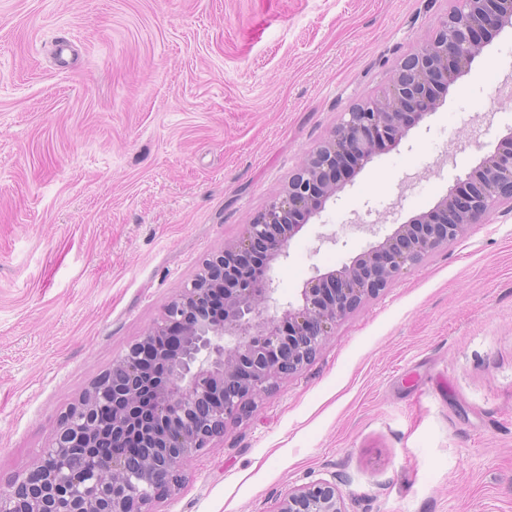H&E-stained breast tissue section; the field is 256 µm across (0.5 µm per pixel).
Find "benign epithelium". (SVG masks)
Wrapping results in <instances>:
<instances>
[{"instance_id": "benign-epithelium-1", "label": "benign epithelium", "mask_w": 512, "mask_h": 512, "mask_svg": "<svg viewBox=\"0 0 512 512\" xmlns=\"http://www.w3.org/2000/svg\"><path fill=\"white\" fill-rule=\"evenodd\" d=\"M454 2L420 51L395 69L390 93L345 113L242 236L204 262L161 319L63 416L38 464L0 491V512H148L150 501L176 490L179 468L224 434L228 421L315 358L338 320L496 206L512 208L511 129L433 208L351 263L315 271L296 301L270 312L269 272L291 239L381 145L399 146L432 114L492 32L512 24V0ZM258 244L267 255L260 270L249 263ZM213 293L222 297V319L198 312ZM278 512L348 510L336 484L321 479L288 491Z\"/></svg>"}]
</instances>
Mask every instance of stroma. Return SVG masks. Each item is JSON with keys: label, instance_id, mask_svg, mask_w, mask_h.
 Segmentation results:
<instances>
[{"label": "stroma", "instance_id": "1", "mask_svg": "<svg viewBox=\"0 0 512 512\" xmlns=\"http://www.w3.org/2000/svg\"><path fill=\"white\" fill-rule=\"evenodd\" d=\"M453 0H0V489ZM71 43L54 59L57 40ZM512 128V26L272 268L276 304L431 209ZM512 512V209L339 321L150 512ZM277 512H348L336 483L317 480L288 491Z\"/></svg>", "mask_w": 512, "mask_h": 512}]
</instances>
